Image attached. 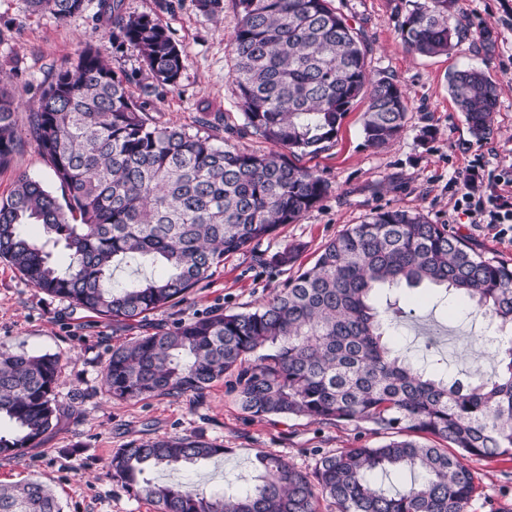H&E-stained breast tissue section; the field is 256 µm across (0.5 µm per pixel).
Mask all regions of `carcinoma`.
I'll list each match as a JSON object with an SVG mask.
<instances>
[{"label":"carcinoma","instance_id":"obj_1","mask_svg":"<svg viewBox=\"0 0 512 512\" xmlns=\"http://www.w3.org/2000/svg\"><path fill=\"white\" fill-rule=\"evenodd\" d=\"M121 0H98L94 20L117 28L156 85L173 86L185 57L167 25L124 15ZM34 12L65 20L85 0H29ZM232 69L244 126L280 150L217 145L149 121L126 81L88 46L44 85L27 114L38 152L59 183L58 199L26 174L0 199V260L31 286L114 325L140 322L187 300L224 259L246 252L316 207L328 183L295 158L325 150L352 102L368 99L365 142L385 148L405 130L408 102L398 82L368 70V43L329 0H237ZM471 24L460 0H415L399 22L405 50L448 55ZM448 92L477 140L491 130L499 85L484 70L448 74ZM20 141L14 94L0 85V164ZM28 224L43 238L24 232ZM61 246L68 263L53 249ZM300 247L259 261L294 266ZM164 269L120 286L130 262ZM442 288L469 314L512 332V265L483 257L465 236L419 211L382 209L326 243L315 262L245 312L211 310L158 324L112 348L102 371L121 400L201 396L230 377L254 416L367 424L383 441L322 456L312 473L284 458H257L259 483L244 495L213 498L160 483L155 470L208 463L224 448L200 436L133 441L112 453L109 476L157 512H469L477 492L467 461L512 459V344L477 345L492 361L464 380L413 364L392 348L387 327L402 309L377 292ZM55 354L0 348V457L35 448L64 416ZM409 471L389 489L379 476ZM0 512H62L54 491L27 479L0 482Z\"/></svg>","mask_w":512,"mask_h":512}]
</instances>
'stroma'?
<instances>
[{
    "label": "stroma",
    "instance_id": "1",
    "mask_svg": "<svg viewBox=\"0 0 512 512\" xmlns=\"http://www.w3.org/2000/svg\"><path fill=\"white\" fill-rule=\"evenodd\" d=\"M348 24L360 30L370 47L372 74L394 77L409 103L406 130L384 149L367 146L362 129L366 100L355 101L325 151L300 158L330 187L328 195L298 221L282 226L261 248L275 253L301 245L299 266H309L320 248L380 209L424 213L449 231L478 243L485 257L512 262V223L474 224L462 199L460 173L472 166L489 177L490 187L512 198V0H462L467 16L496 36L491 53L479 48L474 33L453 52L435 57L407 53L397 34V18L410 0H330ZM97 0L66 20L30 9L28 0H0V72L6 73L22 107H29L52 74L74 62L85 46L97 48L117 74L128 81L135 100L160 126L211 136L216 144L267 152L271 143L241 134L243 116L230 78V42L238 24L235 0L213 17L195 0H122L126 15H149L166 24L185 55L175 86L158 88L137 52L110 31L97 29L92 16ZM471 65L487 71L500 87L492 131L475 140L449 95L446 76ZM433 135L421 136L424 128ZM53 185L52 169L32 141H23L0 165V199L19 174ZM280 276L259 267L251 254L225 260L213 276L174 307L154 319H190L214 308L253 309L280 285ZM404 318L389 331L397 349L416 360L446 358L448 368L472 367L474 338L489 335L486 322L466 318L463 309L435 288H400L394 293ZM138 327L113 330L91 314L71 310L67 302L27 284L0 261V346L58 355L61 377L56 398L73 406L70 418L19 460L0 459V482L35 479L50 486L63 512H156L153 504L127 492L107 475L112 452L133 441L203 436L224 447L222 460L201 467L157 473L160 481L190 483L206 494H235L253 488L257 458L282 456L297 469L313 472L322 455L340 448L376 443L367 427L331 426L304 418L253 417L245 413L226 381L213 384L202 398L155 396L121 401L108 396L101 373L113 345L141 335ZM478 492L471 512H512V460L469 462Z\"/></svg>",
    "mask_w": 512,
    "mask_h": 512
}]
</instances>
